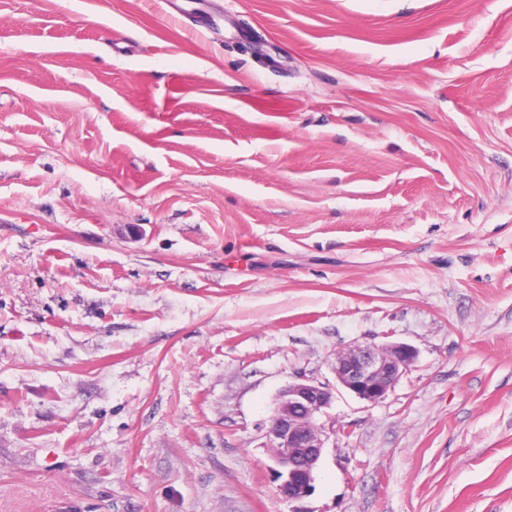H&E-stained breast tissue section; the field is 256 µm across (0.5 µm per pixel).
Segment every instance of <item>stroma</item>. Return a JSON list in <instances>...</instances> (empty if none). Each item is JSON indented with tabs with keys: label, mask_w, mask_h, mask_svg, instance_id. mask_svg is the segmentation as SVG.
I'll return each mask as SVG.
<instances>
[{
	"label": "stroma",
	"mask_w": 512,
	"mask_h": 512,
	"mask_svg": "<svg viewBox=\"0 0 512 512\" xmlns=\"http://www.w3.org/2000/svg\"><path fill=\"white\" fill-rule=\"evenodd\" d=\"M0 512H512V0H0ZM415 347L401 342L365 344L336 353L331 363L336 388L296 377L276 396L268 421L267 448L280 496L300 501L315 491L316 471L328 433L327 415L336 390L375 405L384 401L417 360Z\"/></svg>",
	"instance_id": "35a3bbf8"
}]
</instances>
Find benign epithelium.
I'll return each instance as SVG.
<instances>
[{
	"instance_id": "benign-epithelium-1",
	"label": "benign epithelium",
	"mask_w": 512,
	"mask_h": 512,
	"mask_svg": "<svg viewBox=\"0 0 512 512\" xmlns=\"http://www.w3.org/2000/svg\"><path fill=\"white\" fill-rule=\"evenodd\" d=\"M417 356L415 347L401 342L356 345L336 353L331 363L336 388L298 377L277 394L266 437L271 471L282 498L300 501L314 493L317 467L328 440L321 419L336 391L341 389L371 406L378 404Z\"/></svg>"
}]
</instances>
